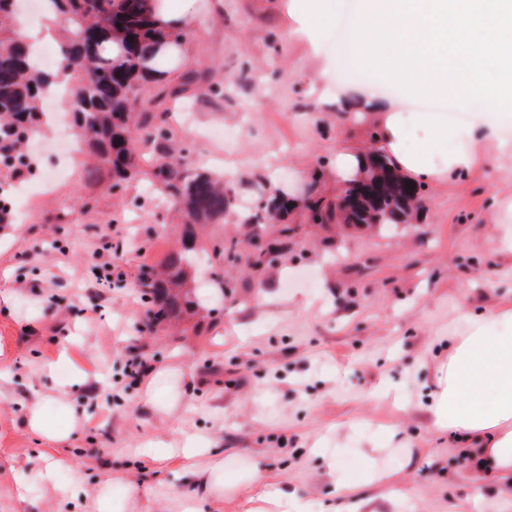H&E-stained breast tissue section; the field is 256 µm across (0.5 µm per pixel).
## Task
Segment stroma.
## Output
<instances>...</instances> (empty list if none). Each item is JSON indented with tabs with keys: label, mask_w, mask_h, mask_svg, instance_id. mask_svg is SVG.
<instances>
[{
	"label": "stroma",
	"mask_w": 512,
	"mask_h": 512,
	"mask_svg": "<svg viewBox=\"0 0 512 512\" xmlns=\"http://www.w3.org/2000/svg\"><path fill=\"white\" fill-rule=\"evenodd\" d=\"M170 3L192 27L162 64L169 86L138 93L171 131L146 149L142 175L113 195L109 172L77 151L50 190L31 186L24 223L0 224V512H55L76 482L89 498L117 502L135 488L139 512H177L188 448L218 465L206 512H241L258 466L315 512H332L335 474L369 470L393 477L362 489L379 512H503L496 486L469 490V460L432 427L427 397L464 314L512 301V253L497 245L512 224V154L480 144L467 173L422 183L413 223L391 231L315 224L296 209L284 248L250 271L241 214L280 188L335 202L346 180L336 156L374 148L377 115L309 93L323 66L325 95L353 85L359 65L338 52L337 24L322 31L316 58L291 33L288 0ZM213 83L223 94L208 92ZM185 149L217 174L237 162L235 205L199 245L233 237L241 257L218 270L225 296L195 282L208 319L150 331L138 275L179 237L148 174ZM64 344L69 371L85 380L62 398L44 366ZM134 358L152 367L137 383ZM33 399L52 422L75 409L67 439L48 445L30 428ZM155 442L170 448L166 460L153 461ZM58 459L52 489L42 475Z\"/></svg>",
	"instance_id": "obj_1"
}]
</instances>
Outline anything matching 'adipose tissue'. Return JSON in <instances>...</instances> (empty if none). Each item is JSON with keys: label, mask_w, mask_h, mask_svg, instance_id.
I'll return each instance as SVG.
<instances>
[{"label": "adipose tissue", "mask_w": 512, "mask_h": 512, "mask_svg": "<svg viewBox=\"0 0 512 512\" xmlns=\"http://www.w3.org/2000/svg\"><path fill=\"white\" fill-rule=\"evenodd\" d=\"M296 34L318 46L319 21L333 14L332 0H289ZM356 61L376 70L411 95L439 94L461 102L471 80L455 73L451 58L484 67L483 107L458 130L465 149L442 154L447 126L428 113H403L391 100L364 89L360 104L380 117L378 147L409 180L434 181L469 170L472 144L504 138L498 115L512 107V0H363L351 33ZM421 147H407L410 133ZM432 423L448 430L475 460L473 488L487 480L512 488V305L495 314H465L448 338V360L428 399Z\"/></svg>", "instance_id": "ef3b65f1"}]
</instances>
